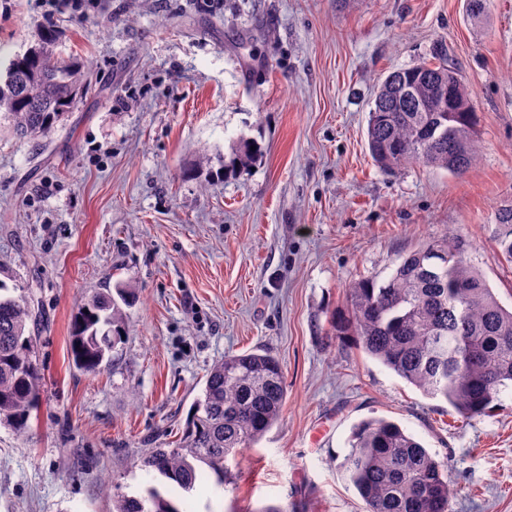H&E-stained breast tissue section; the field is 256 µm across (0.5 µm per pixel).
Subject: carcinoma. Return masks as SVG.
Returning a JSON list of instances; mask_svg holds the SVG:
<instances>
[{
	"label": "carcinoma",
	"instance_id": "obj_1",
	"mask_svg": "<svg viewBox=\"0 0 512 512\" xmlns=\"http://www.w3.org/2000/svg\"><path fill=\"white\" fill-rule=\"evenodd\" d=\"M487 0H467L474 23L485 19ZM56 33L40 29L39 50L18 53L0 67V125L19 140L50 137L77 97L87 91L85 73L57 57ZM443 81L447 111L413 112V102L390 96L391 85H412L419 98ZM473 92L448 63L435 61L396 70L378 84L366 129L372 160L385 172L408 165L463 174L479 155ZM497 245L512 263V208L499 214ZM470 244L448 236L401 257L392 274L361 278L346 289L347 318L335 335H350L371 358L430 399L443 400L468 419L512 391V309L498 300L469 257ZM17 292L13 296L10 291ZM136 285L119 282L86 298L73 323L71 354L87 373L100 371L120 339L123 306ZM31 310L24 286L0 280V424L20 437L30 430L43 379L29 335ZM286 402L279 360L263 349L227 354L207 371L202 395L173 448H151L137 465L189 491L205 466L220 482L229 459L252 447L278 423ZM340 469L362 499L365 512H451L448 460L438 459L399 424L368 418L353 429ZM112 512H183L152 488L144 498L122 497Z\"/></svg>",
	"mask_w": 512,
	"mask_h": 512
}]
</instances>
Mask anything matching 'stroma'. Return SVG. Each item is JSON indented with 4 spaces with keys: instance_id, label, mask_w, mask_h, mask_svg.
<instances>
[{
    "instance_id": "stroma-1",
    "label": "stroma",
    "mask_w": 512,
    "mask_h": 512,
    "mask_svg": "<svg viewBox=\"0 0 512 512\" xmlns=\"http://www.w3.org/2000/svg\"><path fill=\"white\" fill-rule=\"evenodd\" d=\"M46 26L90 89L45 145L0 134V279L28 291L43 374L29 437L0 425V512H112L151 487L187 512H363L339 464L370 417L447 459L452 512H512V394L462 420L330 327L346 285L452 234L512 307L494 240L512 205V0H490L479 29L465 0H102L50 20L0 0L4 54ZM439 44L473 91L478 161L383 172L374 92ZM245 141L252 162L217 177ZM127 280L124 336L83 372L78 307ZM256 348L281 361L287 399L230 482L208 472L187 492L135 466L177 440L216 361Z\"/></svg>"
}]
</instances>
